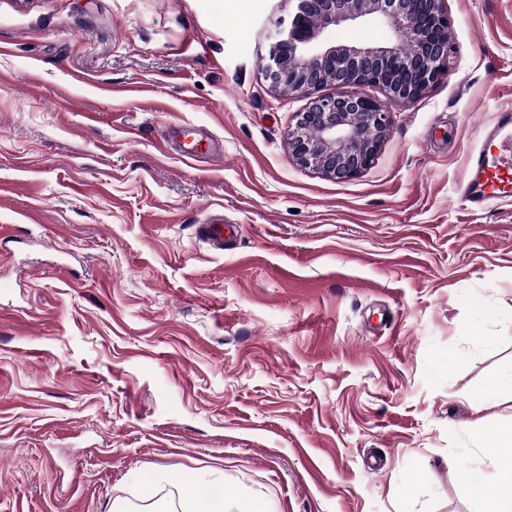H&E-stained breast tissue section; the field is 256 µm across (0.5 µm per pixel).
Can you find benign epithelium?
<instances>
[{"label":"benign epithelium","instance_id":"obj_1","mask_svg":"<svg viewBox=\"0 0 512 512\" xmlns=\"http://www.w3.org/2000/svg\"><path fill=\"white\" fill-rule=\"evenodd\" d=\"M368 19L392 31L387 47H357L330 33ZM448 15L440 0H299L295 14L269 30L265 77L271 87L309 97L288 129V148L302 165L337 180L359 176L374 161L391 112L367 87L393 103L420 98L445 74ZM409 49L403 51L400 43ZM329 84L336 94L320 95Z\"/></svg>","mask_w":512,"mask_h":512}]
</instances>
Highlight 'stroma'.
<instances>
[{"label":"stroma","instance_id":"35a3bbf8","mask_svg":"<svg viewBox=\"0 0 512 512\" xmlns=\"http://www.w3.org/2000/svg\"><path fill=\"white\" fill-rule=\"evenodd\" d=\"M297 6L0 0V512H176L216 475L270 512H480L512 201L458 185L512 109V0H441L447 75L346 181L291 155L307 100L265 78ZM183 126L205 159L166 148Z\"/></svg>","mask_w":512,"mask_h":512}]
</instances>
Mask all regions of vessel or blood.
Listing matches in <instances>:
<instances>
[{"label": "vessel or blood", "instance_id": "1", "mask_svg": "<svg viewBox=\"0 0 512 512\" xmlns=\"http://www.w3.org/2000/svg\"><path fill=\"white\" fill-rule=\"evenodd\" d=\"M460 191L464 202L474 211L512 198L511 109L497 112L481 141L469 151Z\"/></svg>", "mask_w": 512, "mask_h": 512}]
</instances>
